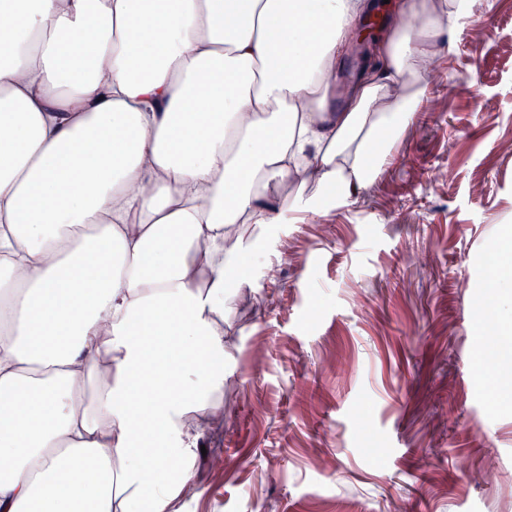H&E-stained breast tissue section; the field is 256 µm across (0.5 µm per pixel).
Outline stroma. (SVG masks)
I'll list each match as a JSON object with an SVG mask.
<instances>
[{"instance_id": "35a3bbf8", "label": "stroma", "mask_w": 512, "mask_h": 512, "mask_svg": "<svg viewBox=\"0 0 512 512\" xmlns=\"http://www.w3.org/2000/svg\"><path fill=\"white\" fill-rule=\"evenodd\" d=\"M438 50L379 177L264 240L184 512H512V335L493 374L476 356L512 237V0Z\"/></svg>"}]
</instances>
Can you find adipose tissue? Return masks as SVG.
<instances>
[{
    "label": "adipose tissue",
    "instance_id": "adipose-tissue-1",
    "mask_svg": "<svg viewBox=\"0 0 512 512\" xmlns=\"http://www.w3.org/2000/svg\"><path fill=\"white\" fill-rule=\"evenodd\" d=\"M0 0V512H183L259 239L351 204L482 0Z\"/></svg>",
    "mask_w": 512,
    "mask_h": 512
}]
</instances>
